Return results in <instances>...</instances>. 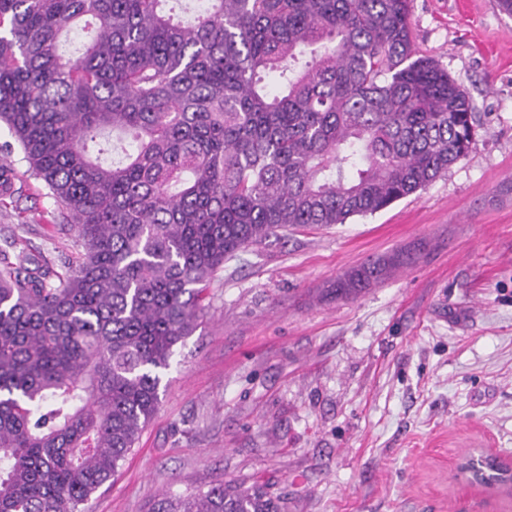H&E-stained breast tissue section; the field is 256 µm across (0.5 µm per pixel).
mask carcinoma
Segmentation results:
<instances>
[{
    "label": "carcinoma",
    "mask_w": 512,
    "mask_h": 512,
    "mask_svg": "<svg viewBox=\"0 0 512 512\" xmlns=\"http://www.w3.org/2000/svg\"><path fill=\"white\" fill-rule=\"evenodd\" d=\"M181 2L0 0V122L83 248L75 268L0 251V512H82L225 261L376 213L471 149V98L414 57L409 0H202L187 20ZM14 179L1 160V197ZM414 261L369 259L332 293ZM157 512L285 505L218 485Z\"/></svg>",
    "instance_id": "obj_1"
}]
</instances>
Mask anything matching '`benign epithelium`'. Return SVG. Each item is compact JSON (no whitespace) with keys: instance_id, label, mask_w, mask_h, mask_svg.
Returning <instances> with one entry per match:
<instances>
[{"instance_id":"obj_1","label":"benign epithelium","mask_w":512,"mask_h":512,"mask_svg":"<svg viewBox=\"0 0 512 512\" xmlns=\"http://www.w3.org/2000/svg\"><path fill=\"white\" fill-rule=\"evenodd\" d=\"M454 477L457 488L465 493L512 501V458L490 448H468L460 453Z\"/></svg>"}]
</instances>
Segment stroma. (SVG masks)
Returning <instances> with one entry per match:
<instances>
[{"instance_id":"35a3bbf8","label":"stroma","mask_w":512,"mask_h":512,"mask_svg":"<svg viewBox=\"0 0 512 512\" xmlns=\"http://www.w3.org/2000/svg\"><path fill=\"white\" fill-rule=\"evenodd\" d=\"M417 55L461 83L468 155L424 189L346 223L240 250L177 344L161 404L86 512H154L168 494L258 483L286 512H484L453 460L512 454V14L498 0H410ZM10 160L0 250L79 257L44 182ZM415 264L336 299L367 258Z\"/></svg>"}]
</instances>
